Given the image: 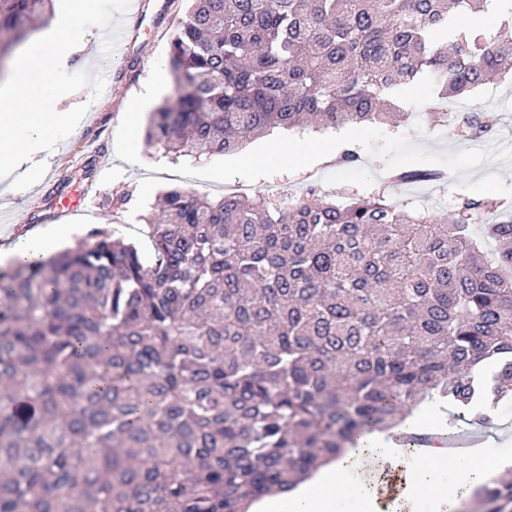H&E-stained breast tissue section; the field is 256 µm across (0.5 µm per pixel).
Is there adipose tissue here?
Segmentation results:
<instances>
[{
    "label": "adipose tissue",
    "instance_id": "obj_1",
    "mask_svg": "<svg viewBox=\"0 0 512 512\" xmlns=\"http://www.w3.org/2000/svg\"><path fill=\"white\" fill-rule=\"evenodd\" d=\"M88 9L89 0H62L50 26L17 55L11 73L0 82V99L25 93L21 109L0 114V166L33 158L61 127L73 122V113L47 112L43 104L62 94L49 81L50 72L84 67L76 55ZM511 468L512 445L506 443H482L462 456L443 446L423 448L411 463L387 433L376 431L346 449L301 490L290 491L280 512H335L337 501L348 496L360 500L365 512H418L424 503L435 505L438 512H455L460 491ZM393 474L402 476L404 487L386 506L380 486L383 477Z\"/></svg>",
    "mask_w": 512,
    "mask_h": 512
}]
</instances>
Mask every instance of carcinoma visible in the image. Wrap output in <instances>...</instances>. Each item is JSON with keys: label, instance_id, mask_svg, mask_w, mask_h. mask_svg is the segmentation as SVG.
Returning a JSON list of instances; mask_svg holds the SVG:
<instances>
[{"label": "carcinoma", "instance_id": "carcinoma-1", "mask_svg": "<svg viewBox=\"0 0 512 512\" xmlns=\"http://www.w3.org/2000/svg\"><path fill=\"white\" fill-rule=\"evenodd\" d=\"M169 45L177 98L145 145L171 162L277 128L382 124L421 79L462 99L502 77L512 39L448 16L491 0H188ZM53 0H0V60ZM471 139L484 110L461 119ZM402 169L394 183L422 181ZM435 221L385 194L291 204L162 193L151 255L93 227L0 268V512H250L438 400L480 426L512 400V213ZM512 512V479L474 490Z\"/></svg>", "mask_w": 512, "mask_h": 512}]
</instances>
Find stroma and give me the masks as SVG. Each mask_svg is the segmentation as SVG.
<instances>
[{
	"mask_svg": "<svg viewBox=\"0 0 512 512\" xmlns=\"http://www.w3.org/2000/svg\"><path fill=\"white\" fill-rule=\"evenodd\" d=\"M185 9V0H91L81 25L84 55L91 66L82 78L68 69L53 72L52 81L71 94L46 106L50 112L76 110L82 118L58 131L38 154L35 167L8 172L13 190L0 195V210L11 220L0 222V247L18 244L31 228L61 230L67 245L88 229L103 226L138 241L142 252H149V241L140 235V217L171 187L215 198L233 187L255 200L269 183L275 191L297 196L313 182L340 198L382 192L395 205L438 219L467 198L494 197L503 210H512L511 76L469 96L470 105L487 110L494 122L477 151L454 122H431L429 115L439 111L441 101L425 82L399 90L402 117L396 124L326 129V136H339L341 148L356 154L350 164L332 160L309 165L299 155L260 166L242 164L230 155L174 163L146 148L143 129L131 131L126 126L127 106L144 96L150 113L165 97L175 96L168 48ZM113 26L124 27L126 35L115 60L103 53ZM402 167L436 169L448 178L391 183L392 171ZM126 190L133 196L123 209L102 207L104 196ZM73 194L82 198L80 213L58 217L56 197Z\"/></svg>",
	"mask_w": 512,
	"mask_h": 512,
	"instance_id": "1",
	"label": "stroma"
}]
</instances>
